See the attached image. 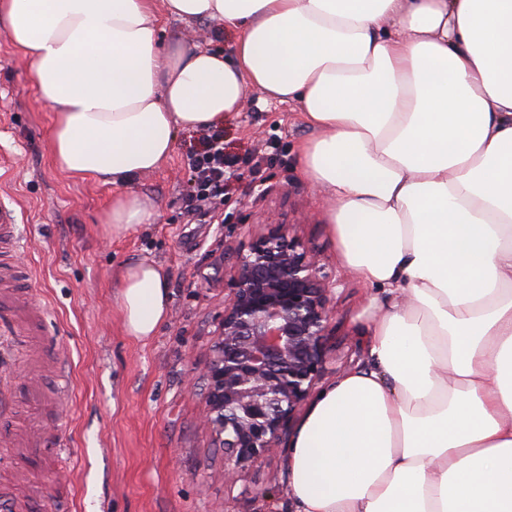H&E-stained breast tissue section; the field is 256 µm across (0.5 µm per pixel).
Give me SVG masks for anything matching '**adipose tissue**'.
<instances>
[{"instance_id": "ef3b65f1", "label": "adipose tissue", "mask_w": 512, "mask_h": 512, "mask_svg": "<svg viewBox=\"0 0 512 512\" xmlns=\"http://www.w3.org/2000/svg\"><path fill=\"white\" fill-rule=\"evenodd\" d=\"M237 32L233 57L156 38L159 13ZM55 114L64 171L128 186L176 129L245 88L295 103L301 173L339 263L375 291L366 360L319 391L288 450L294 512H512V0H0ZM127 336L167 323L168 275L124 264Z\"/></svg>"}]
</instances>
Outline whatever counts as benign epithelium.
<instances>
[{"instance_id":"1","label":"benign epithelium","mask_w":512,"mask_h":512,"mask_svg":"<svg viewBox=\"0 0 512 512\" xmlns=\"http://www.w3.org/2000/svg\"><path fill=\"white\" fill-rule=\"evenodd\" d=\"M234 259L206 369V420L243 467L285 441L330 362L331 285L320 255L269 223Z\"/></svg>"}]
</instances>
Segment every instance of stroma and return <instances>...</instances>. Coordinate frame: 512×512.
<instances>
[{"mask_svg":"<svg viewBox=\"0 0 512 512\" xmlns=\"http://www.w3.org/2000/svg\"><path fill=\"white\" fill-rule=\"evenodd\" d=\"M157 32L227 55L237 39L218 21L165 14ZM28 71L0 29V204L18 217L19 284L46 308L41 349L57 363L50 372L16 369L20 410L32 408L36 388L50 402L34 421L48 444L22 460L0 447V480L40 486L31 512H294L287 445L242 468L225 463L205 422L203 370L224 312V244L249 242L270 217L321 255L335 283L321 385L365 359L356 329L368 288L338 263L318 217L325 198L300 174L299 148L312 131L298 107L250 88L242 111L225 118L224 153L242 177L225 187L218 222L190 224L183 214L199 133L181 130L170 160L133 186L154 207L153 222L114 232L103 218L115 187L56 165L54 114ZM130 261L161 264L169 277L170 319L145 344L125 335L116 305L114 273ZM61 437L71 450L65 459L55 446Z\"/></svg>","mask_w":512,"mask_h":512,"instance_id":"obj_1","label":"stroma"}]
</instances>
